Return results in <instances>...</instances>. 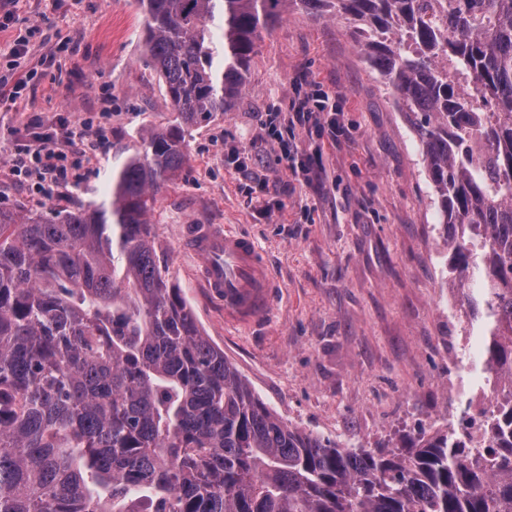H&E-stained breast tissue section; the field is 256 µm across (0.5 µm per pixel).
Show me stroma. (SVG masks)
Returning <instances> with one entry per match:
<instances>
[{"instance_id": "35a3bbf8", "label": "stroma", "mask_w": 512, "mask_h": 512, "mask_svg": "<svg viewBox=\"0 0 512 512\" xmlns=\"http://www.w3.org/2000/svg\"><path fill=\"white\" fill-rule=\"evenodd\" d=\"M32 26L36 74L23 100L0 102V206L49 214L99 204L111 155L50 195L17 179L10 159L34 127L63 119L128 145L141 128L174 122L144 64L143 17L135 0H26L0 48ZM356 29L289 0L256 43L242 95L188 136L152 231L171 283L257 398L307 432L372 448L402 430L457 425L467 399L482 395L487 319L457 302L421 144ZM317 85L335 97L344 137L334 144L284 121L271 139L266 113H288ZM285 144L313 156L317 178L291 177ZM194 224L254 241L277 285L269 314L225 323L184 242Z\"/></svg>"}]
</instances>
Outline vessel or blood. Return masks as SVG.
Segmentation results:
<instances>
[{"mask_svg":"<svg viewBox=\"0 0 512 512\" xmlns=\"http://www.w3.org/2000/svg\"><path fill=\"white\" fill-rule=\"evenodd\" d=\"M190 249L203 259L202 278L224 315L246 321L274 302V284L255 243L211 225L195 228Z\"/></svg>","mask_w":512,"mask_h":512,"instance_id":"vessel-or-blood-1","label":"vessel or blood"}]
</instances>
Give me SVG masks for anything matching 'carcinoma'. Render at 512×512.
I'll list each match as a JSON object with an SVG mask.
<instances>
[{
	"label": "carcinoma",
	"instance_id": "1",
	"mask_svg": "<svg viewBox=\"0 0 512 512\" xmlns=\"http://www.w3.org/2000/svg\"><path fill=\"white\" fill-rule=\"evenodd\" d=\"M288 0H138L175 123L112 147L107 200L0 208V512H512V397L481 430L349 448L255 397L169 285L156 195L239 98ZM366 26L412 122L452 266L478 273L486 369L512 378V0H300Z\"/></svg>",
	"mask_w": 512,
	"mask_h": 512
}]
</instances>
